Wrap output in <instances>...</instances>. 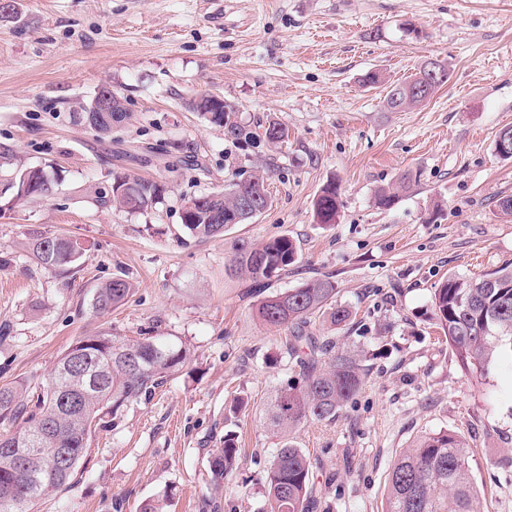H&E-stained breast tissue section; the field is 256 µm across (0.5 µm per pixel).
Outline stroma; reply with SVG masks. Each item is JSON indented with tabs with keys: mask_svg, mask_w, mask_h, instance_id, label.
<instances>
[{
	"mask_svg": "<svg viewBox=\"0 0 512 512\" xmlns=\"http://www.w3.org/2000/svg\"><path fill=\"white\" fill-rule=\"evenodd\" d=\"M450 75L421 107L389 112L383 87L428 60ZM125 104L105 137L76 119L100 88ZM203 93L235 119L287 126V145L232 139L190 109ZM512 126V0H13L0 17V185L17 166L57 173L48 196L0 195V385H45L64 351L106 331L167 336L191 363L149 397L105 419L74 482L29 512H257L277 440L263 423L273 390L293 375L287 332L255 315L261 294L332 276L352 317L330 330L364 350L360 393L333 421L294 434L312 463L314 512H383L389 469L422 436L453 432L485 512H512V353L482 384L460 369L432 324L448 275L512 267V160L495 151ZM263 172L272 203L223 236L198 239L184 200ZM416 184L388 210L379 188ZM166 192L129 212L98 198L118 175ZM340 189L335 223L314 203ZM85 246L74 271L40 266L29 230ZM292 238L298 258L264 292L229 278L239 240ZM122 276L123 305L99 315L98 285ZM241 462L211 489L208 457L225 432Z\"/></svg>",
	"mask_w": 512,
	"mask_h": 512,
	"instance_id": "1",
	"label": "stroma"
}]
</instances>
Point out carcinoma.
<instances>
[{
  "instance_id": "carcinoma-1",
  "label": "carcinoma",
  "mask_w": 512,
  "mask_h": 512,
  "mask_svg": "<svg viewBox=\"0 0 512 512\" xmlns=\"http://www.w3.org/2000/svg\"><path fill=\"white\" fill-rule=\"evenodd\" d=\"M419 78L391 86L385 96L389 111L401 112L420 106L407 98ZM205 113L210 122L229 124L228 134L247 140L253 132L230 122L232 105L191 103ZM84 119L98 134L112 132L113 112H84ZM275 147L288 143V128L271 122L263 130ZM123 193L106 198L128 211H140L161 199L165 186L149 179L120 177ZM416 182L412 174L402 175L398 184L379 188L375 205L390 209L399 193ZM237 184L224 187L212 200L194 204L183 221L193 236L208 239L225 232L224 214L238 209ZM340 205L339 187L326 184L314 203L322 224L336 223ZM35 258L45 268L67 272L81 257L73 250V239L39 231L29 232ZM230 271L263 288L266 280L285 270L298 257L297 248L286 235L261 243L241 242L234 246ZM132 285L121 276L95 288L92 308L104 313L124 303ZM336 282L329 276L309 280L297 288L285 290L259 301L258 319L269 327L286 329L292 341L287 343L289 359L298 368V377L275 388L265 410L266 425L279 438L267 470L260 512H310L311 464L307 453L293 441L292 434L309 421H334L353 400L365 381L363 353L336 348L331 337L319 339L305 333L311 320L319 317L332 326H344L351 311L336 303ZM432 319L443 332L461 370L480 383L486 379L496 355L512 351V268H502L478 278L448 275L432 297ZM191 361L190 349L165 336H148L124 341L105 332L84 336L70 346L52 369L41 397L32 410L22 403L23 386H0V512H26L18 505L55 492L77 475L78 464L87 453L92 431L107 416L116 414L133 401L151 395L168 379L178 375ZM83 365L93 379L92 388L79 395V405L69 408L64 399L76 394L68 374ZM43 448L37 458L24 456L34 440ZM67 448L69 457L62 465H51L52 449ZM468 444L464 437L438 433L419 439L394 463L389 476L385 512H483L468 467ZM240 448L235 435L224 434V447L208 458L214 482L236 470Z\"/></svg>"
}]
</instances>
